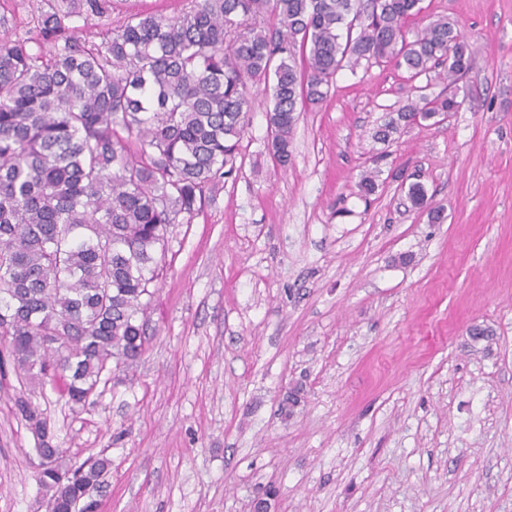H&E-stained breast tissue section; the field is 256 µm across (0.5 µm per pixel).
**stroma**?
Masks as SVG:
<instances>
[{
	"label": "stroma",
	"instance_id": "stroma-1",
	"mask_svg": "<svg viewBox=\"0 0 512 512\" xmlns=\"http://www.w3.org/2000/svg\"><path fill=\"white\" fill-rule=\"evenodd\" d=\"M423 6L472 54L457 112L375 142L448 84L347 67L282 167L254 84L240 170L169 229L140 361L79 413L35 389L71 462L110 460L98 512H512V0ZM19 390L0 512H47Z\"/></svg>",
	"mask_w": 512,
	"mask_h": 512
}]
</instances>
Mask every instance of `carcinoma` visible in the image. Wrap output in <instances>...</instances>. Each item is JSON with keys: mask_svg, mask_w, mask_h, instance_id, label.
<instances>
[{"mask_svg": "<svg viewBox=\"0 0 512 512\" xmlns=\"http://www.w3.org/2000/svg\"><path fill=\"white\" fill-rule=\"evenodd\" d=\"M120 2L38 0L0 43V380L10 365L34 385L60 380L74 410L142 357L156 255L237 170L250 85L270 88L269 154L286 166L298 106L326 101L344 67L374 60L448 78V93L388 117L374 134L386 142L457 111L471 64L445 17L409 36L422 0H190L177 17L130 12L96 40ZM408 195L427 207L420 185ZM442 214L429 208L434 222ZM12 412L41 449L48 502L70 472L62 512H79L110 460L73 469L31 397Z\"/></svg>", "mask_w": 512, "mask_h": 512, "instance_id": "obj_1", "label": "carcinoma"}]
</instances>
